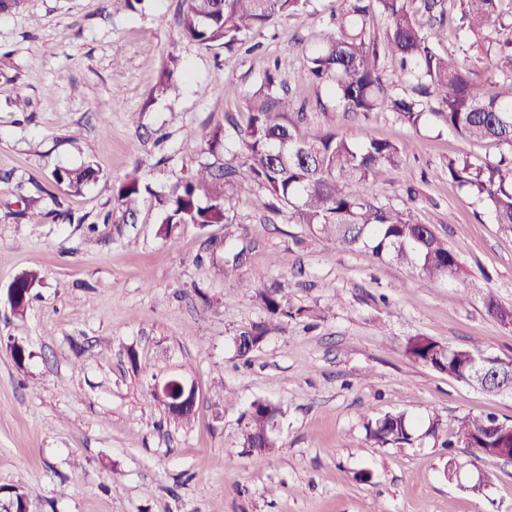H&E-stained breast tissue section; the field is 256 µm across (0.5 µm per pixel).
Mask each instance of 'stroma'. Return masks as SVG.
Returning a JSON list of instances; mask_svg holds the SVG:
<instances>
[{"instance_id":"stroma-1","label":"stroma","mask_w":512,"mask_h":512,"mask_svg":"<svg viewBox=\"0 0 512 512\" xmlns=\"http://www.w3.org/2000/svg\"><path fill=\"white\" fill-rule=\"evenodd\" d=\"M179 3L19 0L0 12V486L25 493L32 512H512V464L447 452L423 425L439 417L449 434L458 418L486 414L510 424L512 397L405 352L422 335L452 347L475 340L485 355L512 359V326L467 294L476 282L512 305V232L447 173L452 159L496 163L501 147L461 138L431 101L417 126L394 112L337 109L305 54L336 0H310L230 50L182 38ZM443 51L474 78L512 75L488 42L464 53L451 35ZM172 64L180 78L161 89ZM271 68L307 115L303 134L413 144L400 166L375 173L370 194L433 226L459 259L457 276L430 280L342 250L258 206L257 186L234 191L233 223L159 235L177 183L204 164L237 165L244 102ZM218 127L223 147L212 153ZM87 164L97 176L80 190L56 183L57 171ZM134 170L152 193L136 223H114L117 190ZM228 240L246 250L243 279L279 281L291 307L318 313L289 319L245 361L233 338L265 311L225 279ZM29 270L39 279L18 314L7 290ZM171 375L197 388L191 421L151 396L155 379ZM260 397L282 414L277 451L257 463L236 448ZM389 412L417 419L413 444L367 438L363 416Z\"/></svg>"}]
</instances>
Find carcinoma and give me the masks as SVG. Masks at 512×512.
<instances>
[{
  "label": "carcinoma",
  "instance_id": "1",
  "mask_svg": "<svg viewBox=\"0 0 512 512\" xmlns=\"http://www.w3.org/2000/svg\"><path fill=\"white\" fill-rule=\"evenodd\" d=\"M309 0H180L178 24L183 36L210 47L230 48L279 16H298ZM330 32L307 56L309 72L328 85L329 93L345 113L390 111L409 123L423 116L422 101L400 97L390 86L409 79L420 96L433 99L448 129L469 141L494 142L508 152L495 164L469 159L448 161V179L488 203L494 220L512 232V77L496 83L489 95L465 68L448 67L439 46L448 37L444 0H336ZM465 20L462 41L468 34L496 35L499 50H512V0H463ZM385 24L383 41L372 36L378 23ZM398 61L400 71L386 80L379 69L381 54ZM292 109L288 92H280L276 77L268 72L245 100L248 113L243 160L234 168L201 166L178 185L166 206L159 233L169 235L177 224H230L229 191L247 182L261 185L285 209L289 221L305 224L331 239L345 251H366L379 260L404 263L419 275L446 281L460 272L456 255L429 224L415 221L411 208L379 206L354 185L366 186L383 166L398 167L412 146L367 139L353 143L336 131L312 140L288 117ZM88 165L64 169L56 180L73 188L94 179ZM150 192L140 177L130 174L117 192L116 210L124 224L136 221L144 194ZM240 255L224 261V277L239 288L253 284L236 277ZM39 275L26 271L17 277L16 313L24 312L32 297L26 285ZM266 317L234 337L236 352L248 356L267 335L280 329L288 316L283 288L256 290ZM484 305L492 317L512 323V306L500 304L482 290ZM406 354L469 386L478 384L472 359L482 354L478 344L453 348L427 336H413ZM281 414L278 404L257 398L245 413L241 429L242 453L258 462L277 448L264 440L268 421ZM367 435L381 444L404 445L415 440L413 424L404 412L381 417L363 416ZM512 427L492 415L463 417L445 448H460L473 457L494 458L496 449L512 448ZM4 512H30L25 494L14 487H0Z\"/></svg>",
  "mask_w": 512,
  "mask_h": 512
}]
</instances>
